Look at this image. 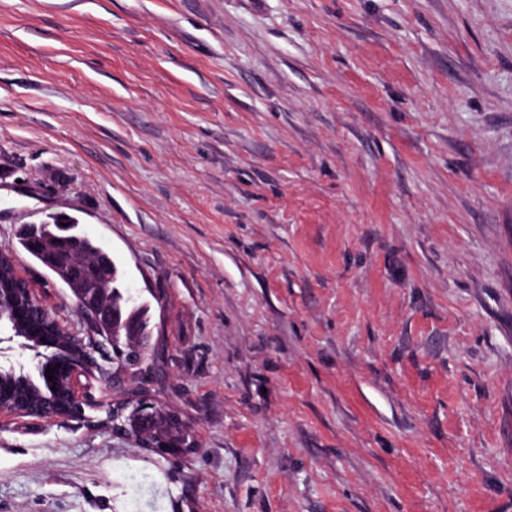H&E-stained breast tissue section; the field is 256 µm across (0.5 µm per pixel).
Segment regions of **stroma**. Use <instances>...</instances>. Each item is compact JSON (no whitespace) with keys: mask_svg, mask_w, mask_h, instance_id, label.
Wrapping results in <instances>:
<instances>
[{"mask_svg":"<svg viewBox=\"0 0 512 512\" xmlns=\"http://www.w3.org/2000/svg\"><path fill=\"white\" fill-rule=\"evenodd\" d=\"M51 216L155 352L0 416V512H512V0H0V250L76 324ZM78 226V222L74 219H68L63 222L56 221L54 224L44 223L39 226L35 224H28L25 225L19 234V237H17L18 244L26 253L42 265L40 255L34 247L35 243H48L63 235L83 237L84 235L80 233ZM81 368H83V365L80 361L79 365H76L75 367L69 366L65 369L63 372V379L65 381V384L69 382L70 384V392L68 393L65 389V386H63L59 382H55L56 390H53V405L52 411L47 412L43 418H49V419H67V411H68V401L69 399L80 401L79 395H78V379L81 372ZM69 379V380H68ZM131 396L132 397L127 400L113 405L112 408H108L107 415L109 420L112 421V429L117 433H123L133 438L145 448H151L149 446L155 442V438L152 434L147 432L153 431L155 422L147 417L141 424V429L147 432L140 433V415L137 414L138 405L150 400L139 392H133ZM151 403L152 405L149 406V410L152 412L150 416L154 417L157 421L156 431L160 434H164L170 427H173L181 432L180 436L183 443L188 445L189 448H193L194 440L190 435L189 426L182 418L173 410H167L157 406L153 402Z\"/></svg>","mask_w":512,"mask_h":512,"instance_id":"1","label":"stroma"}]
</instances>
